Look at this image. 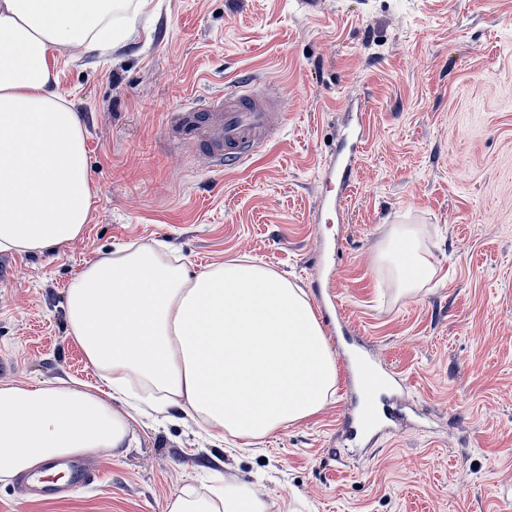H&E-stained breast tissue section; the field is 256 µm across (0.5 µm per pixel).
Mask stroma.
<instances>
[{
    "instance_id": "obj_1",
    "label": "stroma",
    "mask_w": 512,
    "mask_h": 512,
    "mask_svg": "<svg viewBox=\"0 0 512 512\" xmlns=\"http://www.w3.org/2000/svg\"><path fill=\"white\" fill-rule=\"evenodd\" d=\"M122 47L60 50L58 90L86 130L91 218L71 243L9 253L0 274V384L97 370L69 333L67 289L129 244L165 245L193 272L256 259L313 293L335 285L362 340L409 383L408 423L346 439L347 376L315 415L253 444L192 419L133 423L100 478L39 501L0 482V512H166L183 488L246 486L267 512H512V0H153ZM237 81L288 118L250 168L213 171L173 112ZM367 107L370 135L344 223L315 222L321 160ZM412 224L435 273L403 294L376 255Z\"/></svg>"
}]
</instances>
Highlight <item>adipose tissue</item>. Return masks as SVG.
<instances>
[{
    "label": "adipose tissue",
    "mask_w": 512,
    "mask_h": 512,
    "mask_svg": "<svg viewBox=\"0 0 512 512\" xmlns=\"http://www.w3.org/2000/svg\"><path fill=\"white\" fill-rule=\"evenodd\" d=\"M122 0H0V251L76 239L97 191L85 129L57 91L55 56L105 52ZM401 290L431 271L419 232L395 225L377 255ZM70 332L101 380L0 386V482L49 459L131 447L140 403L177 409L252 442L307 419L336 392V362L306 293L254 262L193 273L156 249L128 246L88 264L67 294ZM123 409H116V402ZM167 512H266L244 488H186Z\"/></svg>",
    "instance_id": "obj_1"
}]
</instances>
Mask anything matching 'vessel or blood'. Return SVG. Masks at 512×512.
<instances>
[{
  "instance_id": "b4317fda",
  "label": "vessel or blood",
  "mask_w": 512,
  "mask_h": 512,
  "mask_svg": "<svg viewBox=\"0 0 512 512\" xmlns=\"http://www.w3.org/2000/svg\"><path fill=\"white\" fill-rule=\"evenodd\" d=\"M269 91L240 82L225 90L224 94L193 101L181 111L172 113L167 126L170 137H190L197 141L202 158L212 170L234 169L248 166L261 156L272 133L284 118L269 103ZM367 119H360L355 133L356 144L350 150H335L321 163V178L335 191L322 200L321 212L335 218L345 211L349 197L352 174L355 169L360 146L366 141ZM320 314L331 334L346 336L354 327L334 289L327 288L318 293ZM362 400L354 419L355 428L366 432L371 420L378 416L376 404L370 397L369 388L363 378L354 381ZM62 469L69 474V483L84 486L94 481L95 475L79 459H50L43 463L40 477L24 476L28 486L37 488L42 498L52 499L61 488L49 481L47 472Z\"/></svg>"
}]
</instances>
